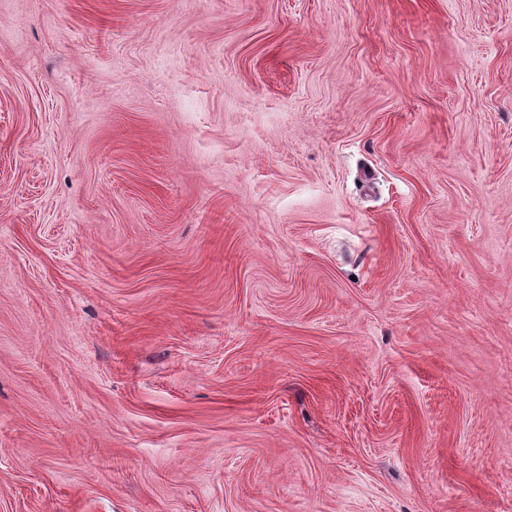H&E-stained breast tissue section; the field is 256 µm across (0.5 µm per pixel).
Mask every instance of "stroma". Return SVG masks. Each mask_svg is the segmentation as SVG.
<instances>
[{
    "instance_id": "stroma-1",
    "label": "stroma",
    "mask_w": 512,
    "mask_h": 512,
    "mask_svg": "<svg viewBox=\"0 0 512 512\" xmlns=\"http://www.w3.org/2000/svg\"><path fill=\"white\" fill-rule=\"evenodd\" d=\"M0 512H512V0H0Z\"/></svg>"
}]
</instances>
